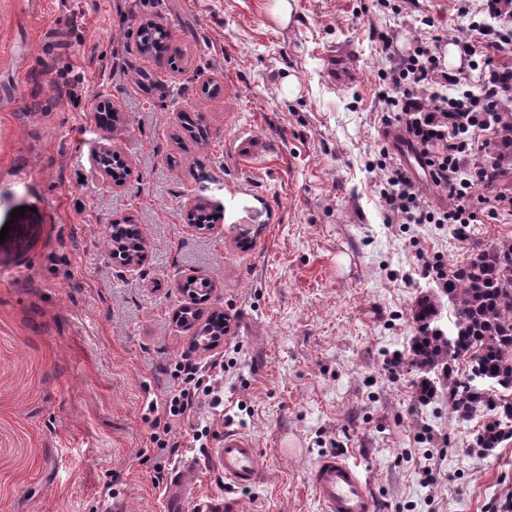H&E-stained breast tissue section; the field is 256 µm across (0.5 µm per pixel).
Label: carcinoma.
I'll list each match as a JSON object with an SVG mask.
<instances>
[{
  "label": "carcinoma",
  "mask_w": 512,
  "mask_h": 512,
  "mask_svg": "<svg viewBox=\"0 0 512 512\" xmlns=\"http://www.w3.org/2000/svg\"><path fill=\"white\" fill-rule=\"evenodd\" d=\"M441 292L455 309L458 331L443 338L431 326L436 310L430 299L418 301L415 321L419 336L412 346L411 364L420 368L442 366L448 380V407L460 418L484 410L500 418L487 424L479 437L483 448H494L512 437V400L499 392L512 390V240L503 239L448 277ZM470 359V373L453 375L452 362Z\"/></svg>",
  "instance_id": "1"
}]
</instances>
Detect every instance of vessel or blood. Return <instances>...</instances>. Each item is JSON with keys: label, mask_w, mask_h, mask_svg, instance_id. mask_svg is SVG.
Instances as JSON below:
<instances>
[{"label": "vessel or blood", "mask_w": 512, "mask_h": 512, "mask_svg": "<svg viewBox=\"0 0 512 512\" xmlns=\"http://www.w3.org/2000/svg\"><path fill=\"white\" fill-rule=\"evenodd\" d=\"M219 465L226 480L238 486H252L260 480L259 450L238 434L224 437ZM311 484L322 512H375L376 500L368 479L357 465L342 455L322 456L311 472Z\"/></svg>", "instance_id": "1"}]
</instances>
